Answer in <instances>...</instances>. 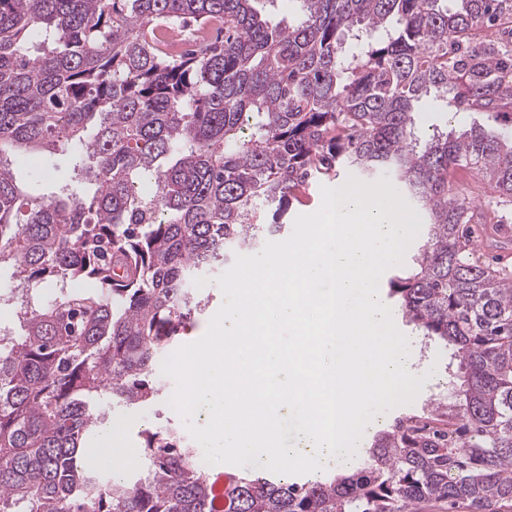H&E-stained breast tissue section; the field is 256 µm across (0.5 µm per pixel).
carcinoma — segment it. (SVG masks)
I'll return each instance as SVG.
<instances>
[{"mask_svg":"<svg viewBox=\"0 0 512 512\" xmlns=\"http://www.w3.org/2000/svg\"><path fill=\"white\" fill-rule=\"evenodd\" d=\"M254 2L0 0V264L21 326L0 331V512H512V276L469 248L501 216L458 177L512 202V0H290L288 25ZM165 25L216 37L171 53ZM427 99L486 124L421 145ZM21 149L72 150V184L23 190ZM345 166L426 224L388 295L451 350L448 403L396 417L338 476L227 472L219 492L164 426L141 473L104 478L86 448L103 403L160 393L158 354L208 304L193 280L283 234Z\"/></svg>","mask_w":512,"mask_h":512,"instance_id":"carcinoma-1","label":"carcinoma"}]
</instances>
